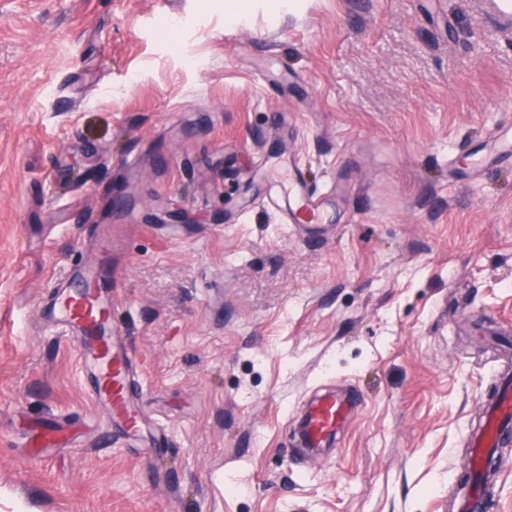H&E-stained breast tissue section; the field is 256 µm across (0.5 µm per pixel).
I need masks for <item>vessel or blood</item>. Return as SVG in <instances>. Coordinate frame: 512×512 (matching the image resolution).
<instances>
[{"instance_id": "b4317fda", "label": "vessel or blood", "mask_w": 512, "mask_h": 512, "mask_svg": "<svg viewBox=\"0 0 512 512\" xmlns=\"http://www.w3.org/2000/svg\"><path fill=\"white\" fill-rule=\"evenodd\" d=\"M291 182L300 205L292 212L296 226L315 228L321 219L319 202L306 189L300 172H292ZM108 261L100 253L97 265L83 267L69 279L67 288L58 290L49 308L55 325L78 340V355L90 384L94 403L105 410L109 421L122 433L135 434L141 419L133 407L129 372L132 352L115 342L112 328V295L99 276L98 268ZM354 401L343 394H328L316 399L308 408L302 423L305 447L320 448L329 444L345 428ZM486 420L471 440V451L464 459L465 468L480 471L486 452L497 447L512 431V379L504 378L497 397L486 404Z\"/></svg>"}]
</instances>
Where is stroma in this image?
<instances>
[{"label": "stroma", "instance_id": "1", "mask_svg": "<svg viewBox=\"0 0 512 512\" xmlns=\"http://www.w3.org/2000/svg\"><path fill=\"white\" fill-rule=\"evenodd\" d=\"M224 2L0 0V512H453L512 359V169L479 165L512 124V15ZM292 163L321 237L267 203ZM103 250L158 448L44 314ZM328 391L359 403L297 450Z\"/></svg>", "mask_w": 512, "mask_h": 512}]
</instances>
